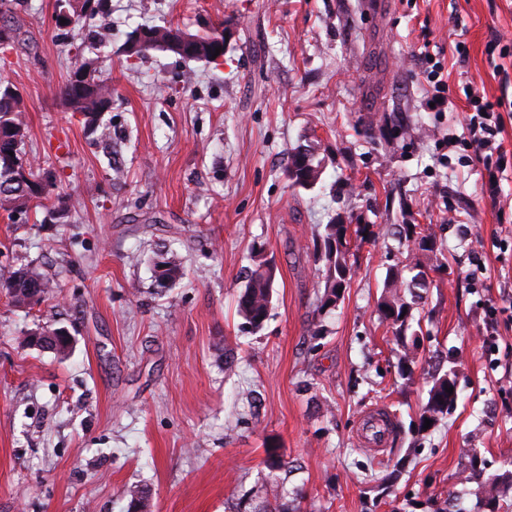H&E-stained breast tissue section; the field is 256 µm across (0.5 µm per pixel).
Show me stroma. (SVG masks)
<instances>
[{"instance_id":"obj_1","label":"stroma","mask_w":512,"mask_h":512,"mask_svg":"<svg viewBox=\"0 0 512 512\" xmlns=\"http://www.w3.org/2000/svg\"><path fill=\"white\" fill-rule=\"evenodd\" d=\"M57 11L16 0L0 48L26 156L50 177L41 206L0 210V269L32 263L56 284L26 309L0 292V512H128L134 486L152 512H423L455 489L474 512V485L457 486L471 449L512 458V324L495 358L480 342L486 306L512 295V171L491 204L488 171L445 141L465 110L426 108L415 53L464 42L453 96L471 82L512 97L486 52L512 42V0H112L68 27ZM163 22L223 24L222 61L126 56L133 29ZM88 57L112 87L96 129L59 95ZM305 145L321 166L307 188L286 174ZM333 218L373 236L351 238V280L321 312ZM401 224L434 239L406 372L378 311L410 252ZM161 253L184 269L164 288ZM259 257L274 297L251 332L237 302ZM46 328L69 332L68 358L25 345ZM437 367L458 400L422 432ZM379 405L394 432L377 459L359 431Z\"/></svg>"}]
</instances>
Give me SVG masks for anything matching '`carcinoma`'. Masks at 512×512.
<instances>
[{"label": "carcinoma", "mask_w": 512, "mask_h": 512, "mask_svg": "<svg viewBox=\"0 0 512 512\" xmlns=\"http://www.w3.org/2000/svg\"><path fill=\"white\" fill-rule=\"evenodd\" d=\"M95 7L87 10L80 0H64L63 7L71 14L74 24L87 15H95L107 7L106 0H94ZM12 0H0V33L7 32L9 42L16 39V29L7 16L11 12ZM224 44V27H212L200 33L175 27L171 24L138 26L130 34L125 43L128 57H138L149 50L170 52L188 60L210 61L215 48ZM60 95L67 102L71 111L82 116L91 127L98 126L100 115L112 105V87L96 77L95 60L87 58L72 73L70 78L59 89ZM26 128L22 113V99L17 89L5 82H0V209L12 214L25 212L31 203L37 202L47 194L48 180L33 163L25 158L23 145ZM22 162L28 169L29 180L17 179L15 165ZM320 165L314 163L312 148H300L289 154L288 177L293 184L310 187L320 177ZM360 238L370 233L369 225L331 223L325 225L323 236L324 257L327 269L324 280V291L319 298L318 309L323 311L336 306L351 279L352 266L349 264V231ZM405 238L417 244L415 253L404 265L413 273L411 279L403 277L401 271L389 275L384 281V295L379 303L383 319L395 330V335L403 338L410 329L409 318L412 305L407 301L405 293H415V289L426 287L423 261L424 252L433 251V240L427 229H418L416 224H408ZM267 261L262 260L258 268L250 271L243 291L238 299V312L245 320L249 329L260 330L268 319L272 308L275 270L266 267ZM39 282L40 296H45L55 288L54 282L37 267L20 266L0 271V288L5 289L12 304L25 306V298L30 283ZM456 388L455 374L447 371L433 376L428 390L427 401L419 416V427H424L425 420L437 422L446 416L455 406L457 393H448L447 389ZM489 463L480 459L477 449H472L469 466L461 472L460 482L477 484L479 508L481 512H512V502L507 501L512 490V460L504 461L493 473L488 474ZM130 507L134 512H150L149 495L142 489L134 487L128 490Z\"/></svg>", "instance_id": "1"}]
</instances>
